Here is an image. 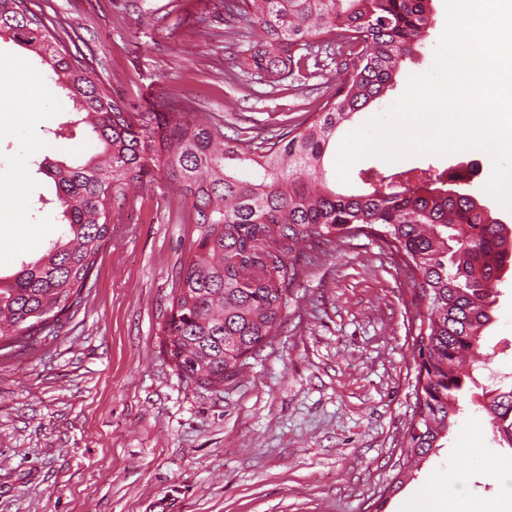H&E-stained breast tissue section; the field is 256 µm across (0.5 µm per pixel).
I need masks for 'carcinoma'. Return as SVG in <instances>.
<instances>
[{"mask_svg": "<svg viewBox=\"0 0 512 512\" xmlns=\"http://www.w3.org/2000/svg\"><path fill=\"white\" fill-rule=\"evenodd\" d=\"M433 0H224V35L247 43L240 72L261 83L293 72L313 76L336 61V87L317 112L271 136H227L208 119L156 112L134 120L32 8L0 0V38L40 59L72 100L57 135L92 134L81 164L44 157L55 188L48 203L59 235L0 276V350L21 346L76 313L98 256L112 241L113 204L156 170L191 203L197 237L181 263L162 332L179 373L219 390L271 342L300 272L294 255L344 238L389 241L420 289L416 403L402 467L414 469L456 422L474 383L480 341L493 322L497 286L512 272V227L460 189L465 175L432 165L361 179L342 193L325 159L336 133L394 89L432 29ZM260 40H252L253 32ZM493 430L512 446V387L490 391Z\"/></svg>", "mask_w": 512, "mask_h": 512, "instance_id": "carcinoma-1", "label": "carcinoma"}]
</instances>
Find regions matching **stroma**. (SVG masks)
<instances>
[{
    "label": "stroma",
    "mask_w": 512,
    "mask_h": 512,
    "mask_svg": "<svg viewBox=\"0 0 512 512\" xmlns=\"http://www.w3.org/2000/svg\"><path fill=\"white\" fill-rule=\"evenodd\" d=\"M70 36L91 71L131 112L183 99L232 136L277 134L318 109L327 67L274 86L237 79L239 47L224 35L223 0H34ZM436 23L396 88L358 114L384 113L411 75L428 71L446 26ZM44 79L39 60L0 40V179L27 170L22 200L0 209V274L13 273L60 226L31 217L25 196L50 194L44 157L78 159L82 134L54 137L72 102L52 92L19 154L10 117L17 64ZM466 173L468 188L502 223L512 211L485 192L491 160L471 150L414 156ZM190 203L159 174L146 177L98 257L78 313L21 347L0 351V512H407L419 492L465 512H512V447L495 436L482 389L512 380V278L482 343L495 355L462 398L443 448L405 482L396 479L416 402L418 289L386 241L358 236L335 251L300 255L301 277L277 336L240 379L216 391L186 379L164 347L175 274L196 232ZM461 477L447 482L448 470Z\"/></svg>",
    "instance_id": "35a3bbf8"
}]
</instances>
